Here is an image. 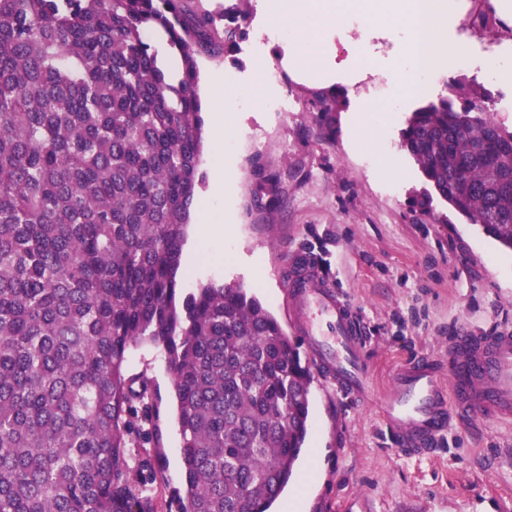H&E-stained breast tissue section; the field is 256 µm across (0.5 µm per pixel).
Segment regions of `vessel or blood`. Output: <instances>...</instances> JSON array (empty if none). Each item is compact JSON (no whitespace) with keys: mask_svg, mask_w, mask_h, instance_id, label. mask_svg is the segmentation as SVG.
Here are the masks:
<instances>
[{"mask_svg":"<svg viewBox=\"0 0 512 512\" xmlns=\"http://www.w3.org/2000/svg\"><path fill=\"white\" fill-rule=\"evenodd\" d=\"M288 304L296 333L313 365L342 395L365 396L370 370L360 321L352 304L315 262L295 269ZM443 385L438 364L421 358L395 373L385 422L395 452L422 457L432 454L452 419H512V331L495 329L480 335L459 327L450 342Z\"/></svg>","mask_w":512,"mask_h":512,"instance_id":"1","label":"vessel or blood"}]
</instances>
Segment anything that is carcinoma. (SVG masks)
<instances>
[{
    "label": "carcinoma",
    "mask_w": 512,
    "mask_h": 512,
    "mask_svg": "<svg viewBox=\"0 0 512 512\" xmlns=\"http://www.w3.org/2000/svg\"><path fill=\"white\" fill-rule=\"evenodd\" d=\"M200 0H0V512H156L154 392L126 353L173 375L178 512H268L309 427L313 376L239 284L180 294L202 185L198 59L246 32ZM181 57L173 76L143 35ZM459 80L411 113L400 147L430 189L512 250V129Z\"/></svg>",
    "instance_id": "obj_1"
}]
</instances>
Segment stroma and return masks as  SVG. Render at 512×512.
I'll use <instances>...</instances> for the list:
<instances>
[{"label":"stroma","mask_w":512,"mask_h":512,"mask_svg":"<svg viewBox=\"0 0 512 512\" xmlns=\"http://www.w3.org/2000/svg\"><path fill=\"white\" fill-rule=\"evenodd\" d=\"M449 43L482 50L490 36L512 38V17L485 0L482 16L470 0H455ZM246 31L234 51L199 61L198 94L203 114L212 70L228 84L252 83L256 58L283 64L285 82L300 104L296 112H271L269 89L257 91L241 107H225L233 158L235 194L217 201L232 207L235 220L224 240L198 239L189 225L183 249L182 286L190 291L209 279L236 283L255 294L287 335L295 326L286 296L296 256L319 259L323 270L346 290L368 324L367 343L374 394L368 400L337 398L322 377L311 387L310 431L294 482L284 499L296 512H512V422L474 418L453 423L432 457L396 454L379 407L393 373L409 358L448 362V339L460 325L476 332L512 328V251L486 237L442 201L430 210L412 208L426 182L416 162L399 147L406 121L416 109L445 95L451 78L467 80L491 93L512 88V76L483 81L479 62L436 71L431 94L402 91L398 111L379 115L385 152L363 147L354 134L365 102L383 106L387 81H355L370 61L398 63L407 32L394 24L362 30L336 16L319 49L337 53L341 66L329 80H298L288 63L287 41L256 43L257 28L270 25L258 0H249ZM364 39L365 49L349 55L344 39ZM336 96L334 126L319 122L315 93ZM391 155L398 180L380 175ZM275 182L276 195L265 187ZM129 374L152 380L157 393V448H138L162 474L152 486L157 512H168L173 489L182 485L181 435L172 374L161 351L140 343L127 352Z\"/></svg>","instance_id":"1"}]
</instances>
